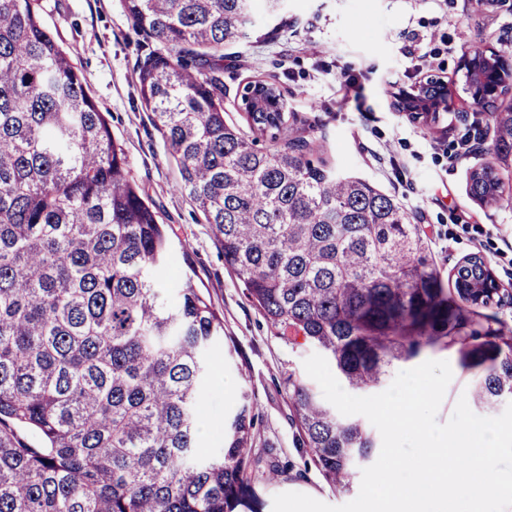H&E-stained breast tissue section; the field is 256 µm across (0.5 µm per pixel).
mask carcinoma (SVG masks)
<instances>
[{
    "mask_svg": "<svg viewBox=\"0 0 512 512\" xmlns=\"http://www.w3.org/2000/svg\"><path fill=\"white\" fill-rule=\"evenodd\" d=\"M255 0H124L163 46L139 66V95L224 264L282 338L320 349L354 390L395 361L452 351L487 409L512 401V328L448 296L429 238L370 182L307 158L276 111L224 112V45L254 26ZM512 154V108L493 112ZM509 171L485 165L467 192L512 206ZM167 225L130 179L123 147L85 75L32 0H0V512H234L252 465V403L203 453L200 396L224 319L192 280H165ZM482 320H476V317ZM325 480L346 487L372 431L289 381Z\"/></svg>",
    "mask_w": 512,
    "mask_h": 512,
    "instance_id": "obj_1",
    "label": "carcinoma"
}]
</instances>
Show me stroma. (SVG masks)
I'll return each instance as SVG.
<instances>
[{
  "instance_id": "obj_1",
  "label": "stroma",
  "mask_w": 512,
  "mask_h": 512,
  "mask_svg": "<svg viewBox=\"0 0 512 512\" xmlns=\"http://www.w3.org/2000/svg\"><path fill=\"white\" fill-rule=\"evenodd\" d=\"M44 25L87 77L89 89L124 148L132 179L168 224L173 268L190 275L224 317V353L206 386L202 447L223 446L224 424L241 394L253 404V455L247 492L235 512H272L283 492L332 506L353 500L359 483H328L304 446L290 380L306 379L310 346L280 338L250 301L180 179L152 115L141 105L138 65L150 43L129 19L123 0H39ZM253 34L224 47V109L242 123L238 87L259 77L285 95L288 122L337 173L356 176L395 196L418 217L447 288L456 268L477 255L500 288L499 316L512 327V209L480 204L467 193L471 170L494 162L493 124L475 109L462 59L470 46L500 59L507 74L495 99L512 106V6L503 0H284L277 13L259 8ZM353 83H346V75ZM444 81V109L401 111L398 95ZM432 359L453 378L439 409L446 422L473 376L454 353ZM232 389H225V382Z\"/></svg>"
}]
</instances>
